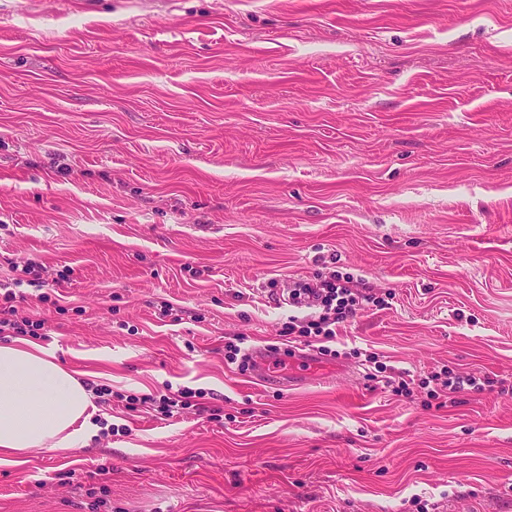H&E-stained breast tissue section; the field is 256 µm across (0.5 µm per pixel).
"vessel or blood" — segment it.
I'll use <instances>...</instances> for the list:
<instances>
[{
  "mask_svg": "<svg viewBox=\"0 0 512 512\" xmlns=\"http://www.w3.org/2000/svg\"><path fill=\"white\" fill-rule=\"evenodd\" d=\"M248 362L256 378L270 386L295 388L308 383L317 371L314 352L285 354L263 346L247 351Z\"/></svg>",
  "mask_w": 512,
  "mask_h": 512,
  "instance_id": "obj_1",
  "label": "vessel or blood"
}]
</instances>
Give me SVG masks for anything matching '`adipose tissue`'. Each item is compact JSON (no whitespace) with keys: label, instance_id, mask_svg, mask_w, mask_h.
<instances>
[{"label":"adipose tissue","instance_id":"obj_1","mask_svg":"<svg viewBox=\"0 0 512 512\" xmlns=\"http://www.w3.org/2000/svg\"><path fill=\"white\" fill-rule=\"evenodd\" d=\"M92 406L89 389L50 349L21 337L0 343V466L35 449L86 445L98 430Z\"/></svg>","mask_w":512,"mask_h":512}]
</instances>
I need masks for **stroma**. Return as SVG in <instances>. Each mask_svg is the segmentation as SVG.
Masks as SVG:
<instances>
[{
  "label": "stroma",
  "instance_id": "35a3bbf8",
  "mask_svg": "<svg viewBox=\"0 0 512 512\" xmlns=\"http://www.w3.org/2000/svg\"><path fill=\"white\" fill-rule=\"evenodd\" d=\"M28 262L104 427L0 512H512V0H0L1 294ZM337 273L385 304L311 384L226 358ZM183 387L218 418L142 403ZM496 383L493 378L486 375L477 377V375L473 373L466 377L460 375L452 376L448 371V380L444 381L442 387L438 391H434L435 393H431L430 396L438 401L435 404L437 408H443L448 403V394L460 393L465 390V385L476 391H493Z\"/></svg>",
  "mask_w": 512,
  "mask_h": 512
}]
</instances>
